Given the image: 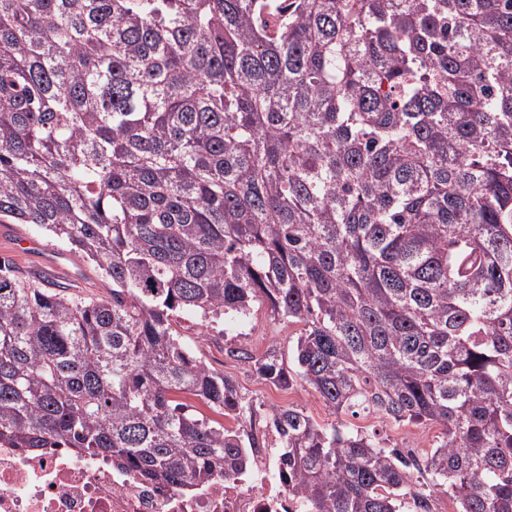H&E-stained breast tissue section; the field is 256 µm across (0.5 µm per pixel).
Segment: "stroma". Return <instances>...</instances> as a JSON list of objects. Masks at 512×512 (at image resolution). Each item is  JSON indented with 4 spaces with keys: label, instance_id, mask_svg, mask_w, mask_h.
I'll list each match as a JSON object with an SVG mask.
<instances>
[{
    "label": "stroma",
    "instance_id": "1",
    "mask_svg": "<svg viewBox=\"0 0 512 512\" xmlns=\"http://www.w3.org/2000/svg\"><path fill=\"white\" fill-rule=\"evenodd\" d=\"M13 260L17 271L53 282L69 284L72 292L86 294L103 292L101 279L91 265L75 253L66 251L46 232L22 224L0 223V257ZM179 330L184 343L201 356L215 372L235 380L246 400L260 410L273 405L302 410L319 424L335 422L332 410L306 384L283 390L259 378L249 367L229 358L224 349L241 344L254 354L265 352L270 343H278L282 354H290L300 330L299 325L271 321L266 306H255L250 317L230 328L223 323L212 324L208 335H201L194 319L185 318ZM348 425L366 431L383 430L391 441L415 451L427 449L434 440V430L414 425H383L376 418L351 417Z\"/></svg>",
    "mask_w": 512,
    "mask_h": 512
}]
</instances>
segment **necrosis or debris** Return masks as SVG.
<instances>
[{
    "instance_id": "obj_1",
    "label": "necrosis or debris",
    "mask_w": 512,
    "mask_h": 512,
    "mask_svg": "<svg viewBox=\"0 0 512 512\" xmlns=\"http://www.w3.org/2000/svg\"><path fill=\"white\" fill-rule=\"evenodd\" d=\"M0 512H302L267 456L251 473L192 489L144 482L68 449L34 455L0 441Z\"/></svg>"
}]
</instances>
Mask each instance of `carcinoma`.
<instances>
[{
    "label": "carcinoma",
    "instance_id": "cac0c4a2",
    "mask_svg": "<svg viewBox=\"0 0 512 512\" xmlns=\"http://www.w3.org/2000/svg\"><path fill=\"white\" fill-rule=\"evenodd\" d=\"M2 220L105 293L0 257V440L248 472L258 410L176 324L258 303L291 363L226 354L338 416L264 412L303 512H512V0H0ZM40 246L39 249L21 248L17 244V233ZM8 256L15 263L16 270L22 275L37 276L53 282L71 285V293H103V282L91 265L73 252L66 251L50 238L46 232L32 228L27 224L0 223V257ZM52 256L59 262L58 268L46 266L42 257ZM348 425L359 430H366L368 432L379 430L382 433L386 431L391 441L397 444L400 448L407 447L414 449L416 452L427 449L434 440V436L438 433V428L428 429L414 425H385L379 419L374 417L362 418L342 416Z\"/></svg>",
    "mask_w": 512,
    "mask_h": 512
}]
</instances>
